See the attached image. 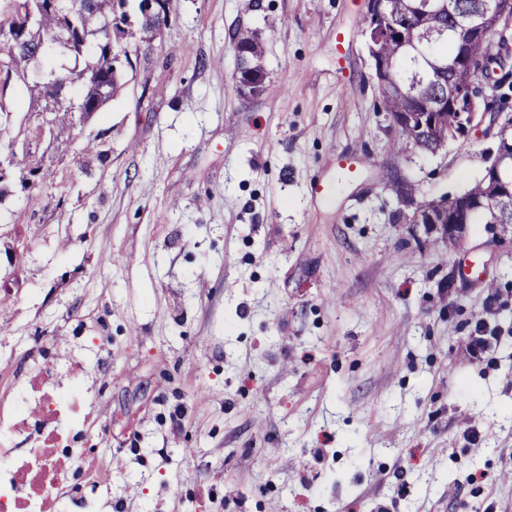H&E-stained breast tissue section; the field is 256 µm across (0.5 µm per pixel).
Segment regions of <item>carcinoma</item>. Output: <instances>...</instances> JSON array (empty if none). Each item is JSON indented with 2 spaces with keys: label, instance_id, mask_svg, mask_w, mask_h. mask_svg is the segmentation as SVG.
Segmentation results:
<instances>
[{
  "label": "carcinoma",
  "instance_id": "cac0c4a2",
  "mask_svg": "<svg viewBox=\"0 0 512 512\" xmlns=\"http://www.w3.org/2000/svg\"><path fill=\"white\" fill-rule=\"evenodd\" d=\"M129 0H66L64 8L56 9L50 0H18L31 12L32 25L28 31L31 48L42 49L41 77L24 82L32 98L41 99L47 83L64 78L77 92V106H66L63 114L77 110L91 115L103 110L125 85V66L131 64L129 44L134 38L149 43L159 32L158 23L137 15L132 21L128 11ZM389 17L405 22L413 29L415 46L406 48L395 40L384 39L377 44V55L390 62L384 74L383 86L377 88L385 112L390 115L407 112L418 99L427 108L436 103L439 94L448 86L457 92L469 93L479 82L478 68L494 60L499 54L498 43L488 36L473 46L476 61L453 69L442 70V65L453 56L452 39L440 34V26L448 20V12L482 13L491 0H438L440 9L417 12L418 0H388ZM22 25L19 11L12 0H0V33L13 31ZM234 49L248 50L250 69L243 77L260 83L267 77L263 62V48L256 34L247 29L232 33ZM8 67L14 73H23L30 67V57L13 54L0 42V72ZM431 126L416 117L412 123L398 130L406 141L421 143V149L434 153L453 134L460 130L455 112H440ZM9 165L24 168L30 175L32 168H41L43 157L27 150L22 158L9 157ZM466 195L488 202L484 212L485 223L512 224V199L496 198L494 187L482 178Z\"/></svg>",
  "mask_w": 512,
  "mask_h": 512
}]
</instances>
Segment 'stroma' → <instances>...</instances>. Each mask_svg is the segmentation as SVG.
I'll list each match as a JSON object with an SVG mask.
<instances>
[{"label":"stroma","instance_id":"35a3bbf8","mask_svg":"<svg viewBox=\"0 0 512 512\" xmlns=\"http://www.w3.org/2000/svg\"><path fill=\"white\" fill-rule=\"evenodd\" d=\"M365 11L173 0L119 95L0 207V278L28 290L0 310L5 355L32 379L41 330L103 387L99 512H512V226L450 242L414 221L483 177L512 59L468 136L399 145ZM239 28L263 43L254 96Z\"/></svg>","mask_w":512,"mask_h":512}]
</instances>
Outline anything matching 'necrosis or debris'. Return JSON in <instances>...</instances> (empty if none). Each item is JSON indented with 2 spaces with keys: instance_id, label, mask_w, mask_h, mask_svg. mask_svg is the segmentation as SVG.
Returning <instances> with one entry per match:
<instances>
[{
  "instance_id": "necrosis-or-debris-1",
  "label": "necrosis or debris",
  "mask_w": 512,
  "mask_h": 512,
  "mask_svg": "<svg viewBox=\"0 0 512 512\" xmlns=\"http://www.w3.org/2000/svg\"><path fill=\"white\" fill-rule=\"evenodd\" d=\"M0 388L11 395L0 403V512H49L55 500L63 512H91L107 470L92 465L75 476L62 464L69 446L94 452L101 435L80 410L81 379L56 366L24 384L0 356Z\"/></svg>"
}]
</instances>
